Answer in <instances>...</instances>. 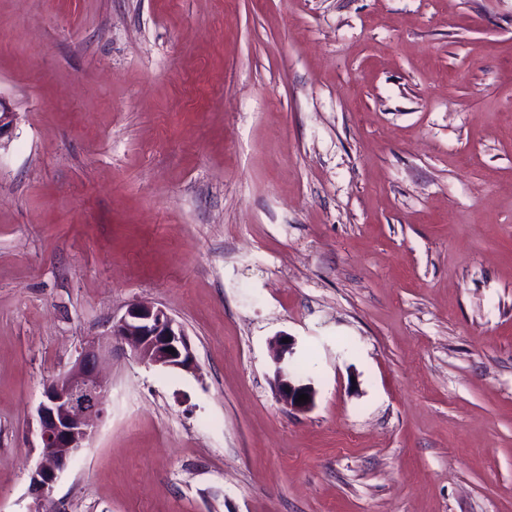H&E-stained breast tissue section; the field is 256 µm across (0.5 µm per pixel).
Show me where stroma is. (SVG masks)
I'll return each mask as SVG.
<instances>
[{
    "mask_svg": "<svg viewBox=\"0 0 512 512\" xmlns=\"http://www.w3.org/2000/svg\"><path fill=\"white\" fill-rule=\"evenodd\" d=\"M0 96V512L137 301L198 370L113 344L47 512H512V0H0ZM288 338V343H283L282 339ZM277 351L274 358L278 365L275 372L274 387L279 401L289 410L305 412L314 406L316 390L310 383H303L297 379L290 371H286L280 364L284 362L286 356L288 359L294 354V340L288 335H280L276 340ZM301 394H307L309 399L306 403H297L296 399ZM104 344L85 347L64 373L48 379L36 408L41 452L30 474L37 497L50 493L107 413L108 388L98 374Z\"/></svg>",
    "mask_w": 512,
    "mask_h": 512,
    "instance_id": "35a3bbf8",
    "label": "stroma"
}]
</instances>
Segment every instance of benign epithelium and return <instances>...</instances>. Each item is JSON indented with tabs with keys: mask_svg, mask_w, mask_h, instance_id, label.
<instances>
[{
	"mask_svg": "<svg viewBox=\"0 0 512 512\" xmlns=\"http://www.w3.org/2000/svg\"><path fill=\"white\" fill-rule=\"evenodd\" d=\"M16 113L0 96V139L12 129ZM112 338L131 347L142 363L194 373L197 364L183 326L164 310L148 303L130 304L125 313L112 322ZM276 340L274 358L278 367L274 387L279 401L289 410L305 412L314 406L316 390L280 367L294 354V340ZM174 352H169V349ZM107 353L103 344L85 347L73 365L44 384L42 400L36 408L37 437L41 452L30 474L34 494L49 493L89 440L92 429L107 413L108 388L98 374V364ZM309 399L298 403L299 395Z\"/></svg>",
	"mask_w": 512,
	"mask_h": 512,
	"instance_id": "obj_1",
	"label": "benign epithelium"
}]
</instances>
